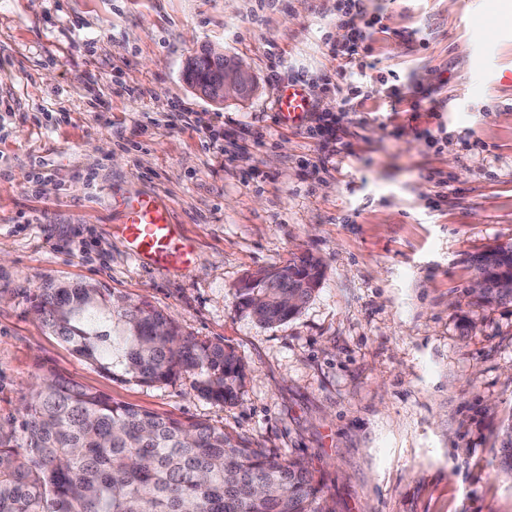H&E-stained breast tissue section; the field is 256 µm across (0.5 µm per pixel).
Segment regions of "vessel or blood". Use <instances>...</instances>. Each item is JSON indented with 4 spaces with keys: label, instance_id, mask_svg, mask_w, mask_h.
Wrapping results in <instances>:
<instances>
[{
    "label": "vessel or blood",
    "instance_id": "1",
    "mask_svg": "<svg viewBox=\"0 0 512 512\" xmlns=\"http://www.w3.org/2000/svg\"><path fill=\"white\" fill-rule=\"evenodd\" d=\"M310 108V99L297 85L280 89L276 110L283 123L298 121ZM123 234L133 258L166 271L191 264L193 249L174 224L169 209L155 196L136 195L123 201Z\"/></svg>",
    "mask_w": 512,
    "mask_h": 512
}]
</instances>
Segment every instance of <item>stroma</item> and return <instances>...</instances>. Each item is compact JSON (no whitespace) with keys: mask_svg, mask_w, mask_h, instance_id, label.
Returning <instances> with one entry per match:
<instances>
[{"mask_svg":"<svg viewBox=\"0 0 512 512\" xmlns=\"http://www.w3.org/2000/svg\"><path fill=\"white\" fill-rule=\"evenodd\" d=\"M340 3L0 0V424L52 372L298 459L336 512H512L496 439L512 413V305L468 293L469 257L512 241V27L500 0H376L367 60L403 76L402 102L386 110L363 78L350 147L333 154L306 128L336 109L318 87L350 38ZM205 45L246 62L248 99L218 106L185 82ZM275 66L308 82L316 112L279 122ZM193 112L216 136L249 127L266 142L210 143ZM136 194L169 206L188 267L131 258L121 201ZM305 253L326 276L298 315L268 326L239 310L247 277ZM47 279L104 285L231 346L241 398L95 369L36 320Z\"/></svg>","mask_w":512,"mask_h":512,"instance_id":"obj_1","label":"stroma"}]
</instances>
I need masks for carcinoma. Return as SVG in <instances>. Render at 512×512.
Listing matches in <instances>:
<instances>
[{"label":"carcinoma","instance_id":"carcinoma-1","mask_svg":"<svg viewBox=\"0 0 512 512\" xmlns=\"http://www.w3.org/2000/svg\"><path fill=\"white\" fill-rule=\"evenodd\" d=\"M210 62L187 65L197 84ZM479 300L512 304V243L471 259ZM239 293L242 309L273 325L296 315L324 277L312 254L263 271ZM41 327L113 377L149 385L185 376L215 403L239 397L241 358L184 336L175 320L94 284L49 281L32 298ZM501 468L512 475V418L500 427ZM0 512H336L311 471L252 448L205 422L164 418L50 373L31 384L19 415L0 425Z\"/></svg>","mask_w":512,"mask_h":512}]
</instances>
